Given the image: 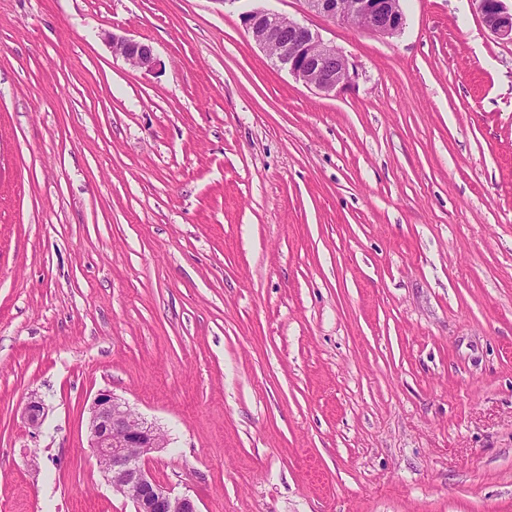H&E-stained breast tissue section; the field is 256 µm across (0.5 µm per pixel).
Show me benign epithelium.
<instances>
[{
  "instance_id": "7a95c632",
  "label": "benign epithelium",
  "mask_w": 512,
  "mask_h": 512,
  "mask_svg": "<svg viewBox=\"0 0 512 512\" xmlns=\"http://www.w3.org/2000/svg\"><path fill=\"white\" fill-rule=\"evenodd\" d=\"M312 14L344 20L340 0H304ZM484 24L497 37L512 42V9L505 0H475ZM399 0H354L362 29L381 36L402 31L404 17ZM264 9L241 14L246 31L264 50L276 49L273 57L295 80L319 92L336 94L351 84L354 73L345 55L308 26ZM102 39L111 52L131 67L152 71L157 58L152 47L129 37L106 31ZM45 415L41 400L31 398L23 409L27 425L38 431ZM88 445L112 492L129 500L134 512H200L188 494H175L154 476L150 462L168 447L165 433L136 414L129 404L104 390L95 397L89 412Z\"/></svg>"
}]
</instances>
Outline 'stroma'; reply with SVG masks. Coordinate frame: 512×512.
<instances>
[{
  "label": "stroma",
  "instance_id": "35a3bbf8",
  "mask_svg": "<svg viewBox=\"0 0 512 512\" xmlns=\"http://www.w3.org/2000/svg\"><path fill=\"white\" fill-rule=\"evenodd\" d=\"M253 7L352 86L279 68ZM400 7L387 37L302 0H0V512H134L87 448L102 390L200 512H512V42ZM284 18L288 20V33ZM241 20L253 40L295 80L328 96L351 84L354 72L348 59L308 26L259 8L243 12ZM272 48L276 49L274 54ZM102 39L111 52L121 56L133 68L152 71L157 65V58L148 43L110 31H105Z\"/></svg>",
  "mask_w": 512,
  "mask_h": 512
}]
</instances>
